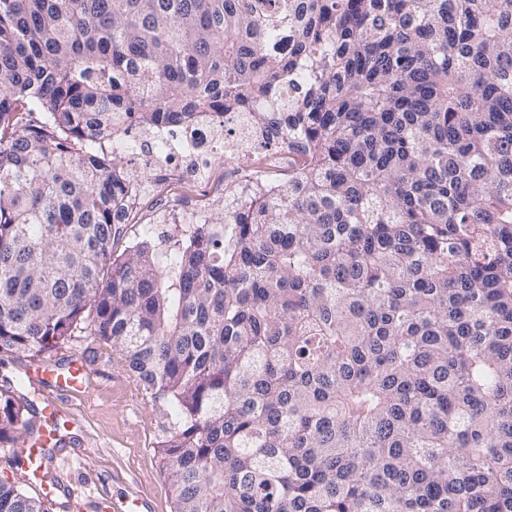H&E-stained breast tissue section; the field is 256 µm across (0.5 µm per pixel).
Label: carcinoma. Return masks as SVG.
I'll list each match as a JSON object with an SVG mask.
<instances>
[{
  "mask_svg": "<svg viewBox=\"0 0 512 512\" xmlns=\"http://www.w3.org/2000/svg\"><path fill=\"white\" fill-rule=\"evenodd\" d=\"M203 112L303 164L116 253L117 117ZM83 325L174 512H512V0H0V354ZM34 413L4 377L1 448Z\"/></svg>",
  "mask_w": 512,
  "mask_h": 512,
  "instance_id": "obj_1",
  "label": "carcinoma"
}]
</instances>
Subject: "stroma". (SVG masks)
<instances>
[{"label": "stroma", "instance_id": "stroma-1", "mask_svg": "<svg viewBox=\"0 0 512 512\" xmlns=\"http://www.w3.org/2000/svg\"><path fill=\"white\" fill-rule=\"evenodd\" d=\"M181 224L156 225L155 217L139 211L121 227L117 250L151 239L164 245L167 237L182 235ZM80 359L89 373L84 398L62 399L55 415H42V425L58 424V442L51 453L54 479L63 483L57 492L41 481H27L29 491L52 499L55 512L78 505L81 512H100L105 502L129 492L146 491L147 512H173V499L163 464L155 452L172 407L155 403L128 371L118 352L93 331L75 333L56 351L52 365Z\"/></svg>", "mask_w": 512, "mask_h": 512}]
</instances>
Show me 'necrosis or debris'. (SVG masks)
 I'll use <instances>...</instances> for the list:
<instances>
[{"label":"necrosis or debris","instance_id":"necrosis-or-debris-1","mask_svg":"<svg viewBox=\"0 0 512 512\" xmlns=\"http://www.w3.org/2000/svg\"><path fill=\"white\" fill-rule=\"evenodd\" d=\"M149 155L131 151L128 158L140 169L155 172L156 180L132 178L128 208L161 197L163 217L187 224H208L215 196L261 181L265 195H275L279 179L297 163V155L269 145L255 115L231 112L218 117L200 114L191 125L151 133Z\"/></svg>","mask_w":512,"mask_h":512}]
</instances>
